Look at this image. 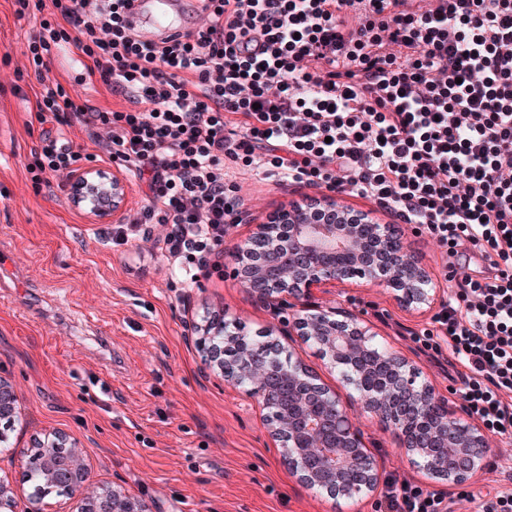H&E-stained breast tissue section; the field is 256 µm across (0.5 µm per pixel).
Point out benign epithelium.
<instances>
[{"instance_id":"benign-epithelium-1","label":"benign epithelium","mask_w":512,"mask_h":512,"mask_svg":"<svg viewBox=\"0 0 512 512\" xmlns=\"http://www.w3.org/2000/svg\"><path fill=\"white\" fill-rule=\"evenodd\" d=\"M127 191L120 172L98 167L74 171L67 184L69 202L93 224L122 222ZM257 241L267 244V257L255 254L252 244ZM338 250L347 255L346 263L336 262ZM233 261L241 286L252 298L277 316L293 311V326L316 340L328 365L350 381L363 411L392 427L406 452L420 459L432 477L458 484L483 471L491 453L485 431L454 417L448 400L420 380L404 356L378 347L356 316L315 301L316 293L358 278L390 290L409 312L431 307L439 297L437 288L422 262L408 253L401 230L373 221L369 213L344 206L332 195L307 196L253 225ZM188 326L186 340L199 348L217 379L226 380L228 373L224 350H237L238 379L246 382V394L264 412L271 436L306 485L350 499L375 493L376 459L336 392L290 359L288 381L294 390L285 408L273 391L271 373L223 315L200 323L190 319ZM377 362L389 368V377L377 389L361 387L358 380ZM18 416L14 387L0 376V419ZM21 465L23 473L37 476L44 485L71 493L85 505L84 512H150L143 499L120 485L91 483L81 442L62 432L21 451ZM15 495L13 485L0 478V512H14Z\"/></svg>"}]
</instances>
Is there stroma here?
I'll list each match as a JSON object with an SVG mask.
<instances>
[{"mask_svg": "<svg viewBox=\"0 0 512 512\" xmlns=\"http://www.w3.org/2000/svg\"><path fill=\"white\" fill-rule=\"evenodd\" d=\"M14 10L13 0H0V375L21 402L7 432L11 447H33L55 431L77 438L91 479L121 484L151 512H379L381 494L354 504L302 484L243 389L210 376L185 340L188 311L198 321L220 312L246 331L269 330L270 313L233 278L230 254L249 225L315 187L242 180L241 221L228 226L222 257L184 287L186 260L163 256L151 242L160 225L118 245L113 225L89 223L65 193L34 184L43 127L30 97L40 86L24 68V52L41 15L20 19ZM73 52L69 45L59 51L46 81L62 83L77 102L120 108L122 99L90 79L84 65L67 63ZM401 231L449 298L454 287L444 277L442 249L413 225ZM333 301L409 357L470 421L442 366L410 338L429 327L431 312L404 311L361 280L337 289ZM289 349L341 396L352 394L310 342L295 335ZM362 429L381 485L407 481L434 491L451 512H480L499 464L512 461V438L491 437L487 470L448 484L432 479L378 421L363 420ZM461 492L472 500L458 501Z\"/></svg>", "mask_w": 512, "mask_h": 512, "instance_id": "1", "label": "stroma"}]
</instances>
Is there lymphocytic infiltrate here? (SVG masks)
Wrapping results in <instances>:
<instances>
[{
	"label": "lymphocytic infiltrate",
	"mask_w": 512,
	"mask_h": 512,
	"mask_svg": "<svg viewBox=\"0 0 512 512\" xmlns=\"http://www.w3.org/2000/svg\"><path fill=\"white\" fill-rule=\"evenodd\" d=\"M133 0H50L28 42L42 79L61 44L80 51L121 109L76 102L58 82L39 121L110 130L166 226L163 254L208 267L261 174L370 200L444 248L456 293L422 332L462 369L469 411L512 436V0H199L205 28L160 40ZM33 177L50 186L80 158L45 134ZM478 256L488 274L461 272ZM385 512H444L437 494L390 484Z\"/></svg>",
	"instance_id": "lymphocytic-infiltrate-1"
}]
</instances>
